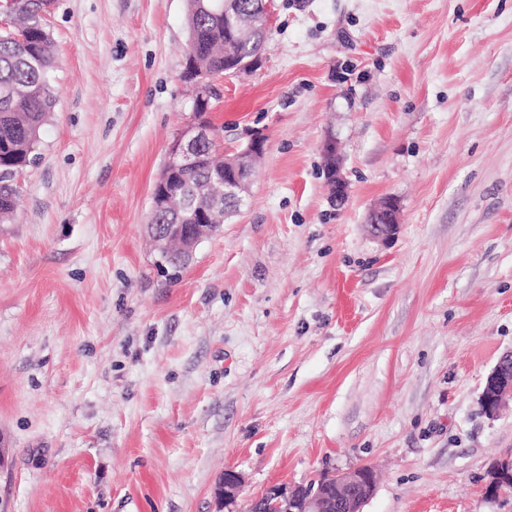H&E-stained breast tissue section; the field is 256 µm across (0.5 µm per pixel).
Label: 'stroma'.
<instances>
[{"label": "stroma", "mask_w": 512, "mask_h": 512, "mask_svg": "<svg viewBox=\"0 0 512 512\" xmlns=\"http://www.w3.org/2000/svg\"><path fill=\"white\" fill-rule=\"evenodd\" d=\"M272 11L208 114L223 151L265 137L248 196L170 285L186 0H55L57 104L0 224V512H218L228 469L245 502L360 465L364 512H512L484 496L512 398L480 407L512 349V0ZM266 42L264 33L261 30H257L255 32L254 38L249 43L247 48V53L252 56L253 54L261 51L263 49L264 44ZM239 55H235L233 50L227 53L230 55L233 60V67L228 71V74H237L242 71H246L250 69L253 65H255L258 61L259 55H254L250 59L245 60V56L243 53H238ZM399 223V208L396 201L393 198H386L371 211L367 225L372 236L388 241L397 234Z\"/></svg>", "instance_id": "stroma-1"}]
</instances>
